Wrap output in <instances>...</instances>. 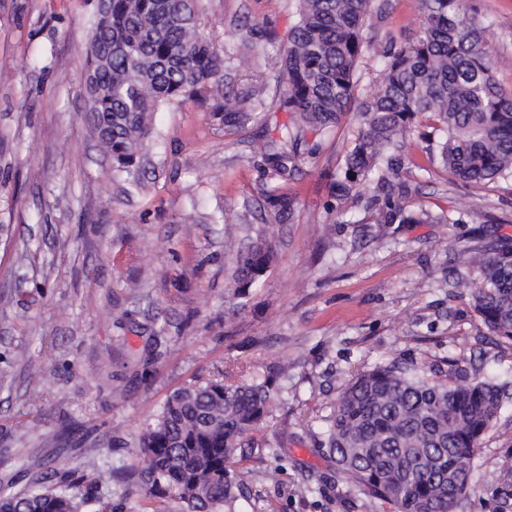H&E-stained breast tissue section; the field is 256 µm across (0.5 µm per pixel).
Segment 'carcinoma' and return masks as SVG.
Instances as JSON below:
<instances>
[{
	"mask_svg": "<svg viewBox=\"0 0 512 512\" xmlns=\"http://www.w3.org/2000/svg\"><path fill=\"white\" fill-rule=\"evenodd\" d=\"M201 2L98 0L86 46L90 133L112 160V178L129 191L145 187L142 160L159 106L195 102L231 131L246 106L263 104L260 81L239 91L225 79L224 54L200 30ZM415 4L422 28L404 41L393 35L377 50L379 82L358 106V137L330 188L338 199L372 188L377 224H460L454 210L418 216L407 209L411 186L401 174L414 161L405 144L423 118L442 136L426 147L420 170L436 166L466 185L512 182V91L498 79L499 61L485 44L489 25L470 0ZM391 8V0H297L299 19L282 57L280 109L289 120L254 147L264 176L258 194L277 222L293 223L298 202L284 185L299 172L300 155L320 151L308 135L333 132L351 110L358 62L372 45L366 17L384 19ZM448 254L443 278L452 295L470 292L488 330L512 342V238L483 237ZM273 257L265 239L238 248L232 311L243 308ZM287 373L288 365L275 364L233 381L231 369L222 379L180 388L122 442L135 463L106 472L94 459L75 468L56 456L29 458L0 478V499L12 512H116L112 497L99 493L107 473L123 497L158 503L152 512H237L245 486L234 460L259 447L277 457L288 442L286 428L273 441L258 435L281 401L276 378ZM511 396L508 384L464 369L379 364L357 374L321 430L308 435L359 491L397 512H457L473 482L476 450Z\"/></svg>",
	"mask_w": 512,
	"mask_h": 512,
	"instance_id": "cac0c4a2",
	"label": "carcinoma"
}]
</instances>
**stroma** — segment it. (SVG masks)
Wrapping results in <instances>:
<instances>
[{
  "label": "stroma",
  "instance_id": "obj_1",
  "mask_svg": "<svg viewBox=\"0 0 512 512\" xmlns=\"http://www.w3.org/2000/svg\"><path fill=\"white\" fill-rule=\"evenodd\" d=\"M368 18L375 42L412 36L413 0ZM493 25L486 40L505 56L498 78L512 90V0H476ZM204 31L227 58L239 26L256 24L265 108L224 131L197 104L160 107L144 193L125 196L112 161L89 133L84 74L96 0H0V471L14 458L82 436L96 460L119 467L118 443L184 386L232 364L288 365V399L266 430L287 429L281 457L238 462L250 489L238 512H396L333 476L309 492L305 471L329 473L306 423L328 414L351 376L375 364L416 362L480 370L512 381V342L493 336L469 297L438 280L449 245L483 230L512 237V183L455 182L440 169L408 172L411 210L459 211V224H377L363 199L332 197L331 175L356 136L347 114L303 155L288 190L290 224L263 213L256 140L286 122L280 59L297 20L295 0H203ZM268 237L275 258L245 307L231 313L234 243ZM164 332L161 357L137 375ZM512 402L483 438L474 488L458 512H512Z\"/></svg>",
  "mask_w": 512,
  "mask_h": 512
}]
</instances>
